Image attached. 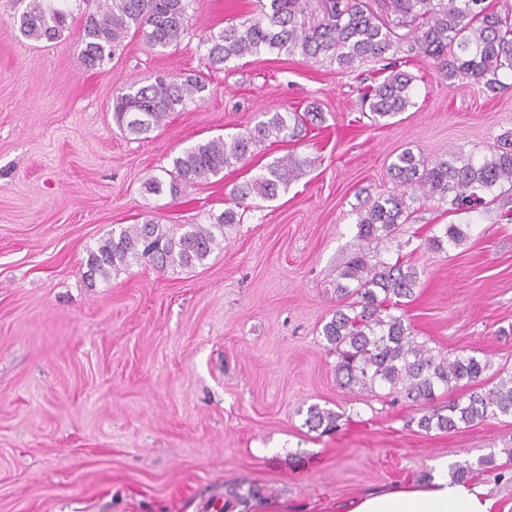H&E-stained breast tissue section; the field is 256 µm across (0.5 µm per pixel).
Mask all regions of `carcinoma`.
Returning <instances> with one entry per match:
<instances>
[{
	"label": "carcinoma",
	"instance_id": "cac0c4a2",
	"mask_svg": "<svg viewBox=\"0 0 512 512\" xmlns=\"http://www.w3.org/2000/svg\"><path fill=\"white\" fill-rule=\"evenodd\" d=\"M66 0H28L15 26L32 41L59 39L74 20L62 6ZM193 0H98L97 10L80 21L82 64L95 69L111 60L114 49L128 36L140 37L151 48L176 45L190 30ZM307 0H254L251 14L200 39L214 65L262 52L301 53L315 61L326 60L342 69L368 61H383L401 52V42L390 28L360 0H327L322 20L307 25L301 20ZM395 9L422 20L409 41L407 53L432 61L451 83L481 84L494 92L502 78L512 74V0L492 8L486 0H394ZM391 70L368 88L362 105L373 121L394 117L415 105L413 76L388 62ZM205 81L193 75L161 74L149 83L132 81L112 96V121L125 134L147 138L172 112L204 100ZM255 125L227 137L218 136L187 148L165 171L170 180L153 177L146 190L155 195L178 194L180 186L216 177L224 169L247 159L252 148L271 136H297L306 116L296 112L265 111ZM296 160L286 157L265 172L234 189V205L224 209L214 224H186L178 231L147 219L110 235L86 259L90 284L107 280L111 273L132 264L148 263L159 269L201 265L219 245L224 227L241 223L238 208L250 196L269 200L288 184ZM399 190L361 204L356 209L357 237L362 246L353 252L336 275L340 300L332 318L322 326L329 352L336 355V378L344 388L399 392L419 406L417 426L429 432L458 430L488 418L512 416V372L497 374L485 388L482 382L490 361L466 352L436 355L414 336L401 306L414 297L421 272L397 256L390 263L370 260V245L392 241L399 225L422 199L450 202L456 209H473L483 194L496 189L512 191V133L496 139L489 155L476 161L450 155L425 161L410 151L397 156L389 168ZM465 233L448 224L428 245L441 250L458 246ZM469 389L467 400L434 404L436 391ZM340 414L313 404L305 425L324 433L337 428Z\"/></svg>",
	"mask_w": 512,
	"mask_h": 512
}]
</instances>
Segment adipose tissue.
Segmentation results:
<instances>
[{"instance_id": "1", "label": "adipose tissue", "mask_w": 512, "mask_h": 512, "mask_svg": "<svg viewBox=\"0 0 512 512\" xmlns=\"http://www.w3.org/2000/svg\"><path fill=\"white\" fill-rule=\"evenodd\" d=\"M485 485L455 481L440 471L430 481L367 493L347 503L344 512H495Z\"/></svg>"}]
</instances>
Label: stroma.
<instances>
[{
	"label": "stroma",
	"mask_w": 512,
	"mask_h": 512,
	"mask_svg": "<svg viewBox=\"0 0 512 512\" xmlns=\"http://www.w3.org/2000/svg\"><path fill=\"white\" fill-rule=\"evenodd\" d=\"M24 7L0 0V512H339L455 463L512 503V417L422 431L411 403L340 387L321 334L338 304L333 273L359 245V204L395 191L389 167L403 151L488 154L512 132V82L495 94L452 85L402 56L415 105L376 123L361 94L381 63L343 71L264 53L211 65L200 35L252 0H194L180 44L131 36L94 70L78 26L23 38ZM167 73L204 78V101L148 139L121 134L115 89ZM284 107L321 118L223 176L147 192L186 148ZM287 156L298 161L287 188L248 200L204 264H135L88 286L87 254L112 231L149 216L214 223L235 187ZM511 208L427 201L398 237L416 245L422 272L406 306L418 339L512 371V221L500 217ZM448 224L467 225L463 245L425 246ZM313 404L340 413L335 432L306 427Z\"/></svg>",
	"instance_id": "35a3bbf8"
}]
</instances>
